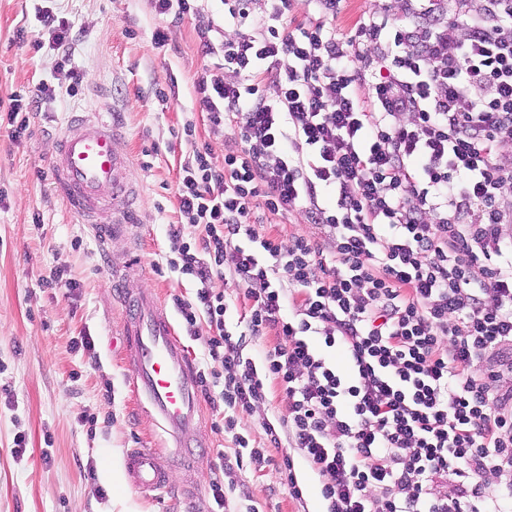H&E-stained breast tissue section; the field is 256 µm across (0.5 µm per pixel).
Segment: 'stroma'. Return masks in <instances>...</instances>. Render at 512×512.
Here are the masks:
<instances>
[{
	"mask_svg": "<svg viewBox=\"0 0 512 512\" xmlns=\"http://www.w3.org/2000/svg\"><path fill=\"white\" fill-rule=\"evenodd\" d=\"M45 7L73 25L70 63L85 74L77 93L60 80L58 55L36 19ZM218 16L217 0H202L199 15L178 24L156 15L151 0H0V101L42 98L19 137L0 112V512H187L181 491L160 501L127 485L125 450L165 437L126 385L112 346L123 306L108 282L127 264L129 289L159 290L167 302L195 289L164 262L166 227L178 218L184 123L210 144L213 163H224V137L204 121L194 93L214 65L199 52L198 31ZM163 28L169 41L158 48L152 34ZM106 110L120 114L116 149L130 157L140 191L136 224L109 243L69 212L46 167L68 113ZM55 268L67 270L75 290L44 286ZM85 337L92 349L78 348ZM203 411L211 428L201 456L206 485L234 445L217 429L223 409ZM297 475L300 502L281 491L277 466L243 470L241 480L260 512H317L314 476L302 468Z\"/></svg>",
	"mask_w": 512,
	"mask_h": 512,
	"instance_id": "obj_1",
	"label": "stroma"
}]
</instances>
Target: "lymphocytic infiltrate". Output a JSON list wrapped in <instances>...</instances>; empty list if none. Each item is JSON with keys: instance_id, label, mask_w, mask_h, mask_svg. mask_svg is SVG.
I'll use <instances>...</instances> for the list:
<instances>
[{"instance_id": "obj_1", "label": "lymphocytic infiltrate", "mask_w": 512, "mask_h": 512, "mask_svg": "<svg viewBox=\"0 0 512 512\" xmlns=\"http://www.w3.org/2000/svg\"><path fill=\"white\" fill-rule=\"evenodd\" d=\"M220 2L228 33L199 38L232 76L195 90L232 142L215 166L184 125L166 258L196 285L182 328H210L198 385L248 451L211 480L216 507L286 445L282 486L302 499L303 463L322 512H512L490 482L512 472V0H401L347 31L344 0ZM264 211L324 236L259 232ZM274 388L286 412L250 447Z\"/></svg>"}]
</instances>
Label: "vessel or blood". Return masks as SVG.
I'll list each match as a JSON object with an SVG mask.
<instances>
[{"label":"vessel or blood","mask_w":512,"mask_h":512,"mask_svg":"<svg viewBox=\"0 0 512 512\" xmlns=\"http://www.w3.org/2000/svg\"><path fill=\"white\" fill-rule=\"evenodd\" d=\"M121 134L112 113L101 112L92 119L76 113L47 160L54 188L67 209L110 237L125 236L137 198L129 160L114 147ZM125 307L122 336L129 387L170 437V454L185 463L176 475L163 466L155 449L126 451L123 466L129 488L160 499L195 482L191 465L202 448L196 369L154 291L127 294Z\"/></svg>","instance_id":"b4317fda"}]
</instances>
